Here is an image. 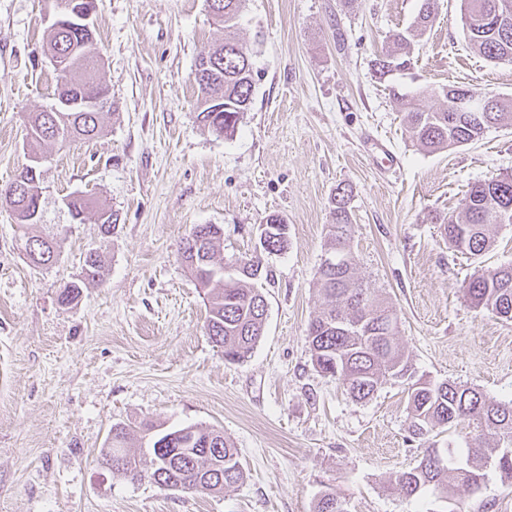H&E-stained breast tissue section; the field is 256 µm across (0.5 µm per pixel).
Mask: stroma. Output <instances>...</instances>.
<instances>
[{
    "label": "stroma",
    "mask_w": 512,
    "mask_h": 512,
    "mask_svg": "<svg viewBox=\"0 0 512 512\" xmlns=\"http://www.w3.org/2000/svg\"><path fill=\"white\" fill-rule=\"evenodd\" d=\"M421 0H247L243 41L263 39L249 112L233 136L196 119L195 62L224 37L206 0H97L94 31L112 107L90 141L49 146L42 221L61 227L60 260L32 266L0 204V512H313L336 493L347 512H454L490 503L512 512V485L487 468L477 493L409 498L389 477L415 466L407 382L353 399L313 365L307 327L321 309L315 274L331 200L349 187V256L360 280L396 308L415 378L512 398V321L473 309L463 288L478 268L512 265V224L482 256L449 248L438 219L459 213L469 185L512 172V127L429 153L392 107L391 87L421 107L432 88L512 95V63L475 53L460 0H441L414 44L411 74L379 80L371 62ZM44 0H0V190L20 172L30 113L55 102L42 51ZM385 138L383 166L367 149ZM96 198L121 216L109 239L72 223L64 199ZM288 224L286 250L263 252L268 216ZM197 224L224 231L225 262L260 256L265 332L242 362L206 334L207 307L178 257ZM104 276L73 303L59 295L89 249ZM220 428L244 478L221 493L163 490L113 477L99 454L113 425Z\"/></svg>",
    "instance_id": "stroma-1"
}]
</instances>
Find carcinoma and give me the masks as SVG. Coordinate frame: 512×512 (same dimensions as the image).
<instances>
[{"label":"carcinoma","mask_w":512,"mask_h":512,"mask_svg":"<svg viewBox=\"0 0 512 512\" xmlns=\"http://www.w3.org/2000/svg\"><path fill=\"white\" fill-rule=\"evenodd\" d=\"M224 13L214 17L224 23L223 81L210 88H200L201 98L208 95L224 98V110L211 114L200 111L197 120L215 134L229 137L235 132L239 115L250 110L254 93L255 52L237 38V20L246 0H223ZM512 12V0H462L463 23L478 14L484 24L468 30L471 48L492 62L512 55V33L503 37L493 27L497 10ZM438 15V0H423L413 23L391 37L385 52L373 60L379 78L403 73L413 65V43L430 28ZM43 46L56 55V99L72 104L70 112H33L26 125L25 138L33 149L56 142L91 140L101 130L100 112L82 111L83 102L95 95L108 98V88L97 78L99 52L93 30L75 23L56 31H47ZM452 85L431 89L444 105L434 111L417 107L415 98L391 88L395 110L401 114L413 140L430 152L470 144L492 126H512V97L494 96V104L483 103L488 96L474 98L472 112L449 110L448 91ZM41 186H30L23 174L0 193V201L13 212L21 230L23 245H33L26 254L36 267H49L61 248L58 234L48 225L33 224L29 214L41 200ZM352 191L339 189L332 200V224L329 225L327 251L337 256L347 252L351 236L349 203ZM66 207L74 224H83L88 214L95 216L101 232L106 225L117 228L119 213L83 196H67ZM512 209V174L498 175L472 184L464 197L462 213L442 220L441 234L456 251L480 256L492 243L490 228L495 226L494 210ZM288 224L272 215L266 220V237L270 248L266 252L288 247ZM224 233L215 224H199L192 228L179 245L183 264L198 281L208 304L206 333L214 346L224 352V358L239 362L250 355L263 333L260 332L266 305L264 296L253 286L262 275L259 257L242 260L249 271L235 278L224 279V261L217 259ZM103 276L101 258L84 261L81 278L72 281L60 293V303L75 301L82 289ZM315 286L323 299L321 312L308 324L307 339L314 366L331 376L356 400L372 396L388 377L412 376V365L398 337L396 310L384 303L374 289L360 281L351 263L336 268L319 267ZM473 308L498 318L512 320V266L492 270L480 269L465 288ZM411 434L427 438L436 429H450L462 421L475 425L477 446L466 448H427L419 463L394 475L391 485L407 496L427 488L452 498L461 488L476 491L484 481V468L492 463L501 478L512 481V399L490 398L476 388L450 382L432 384L416 382L408 389ZM218 440L221 451L207 452L208 439ZM130 430L121 424L112 426L110 446L100 455L108 467L114 455L122 454L128 479L142 478L140 461L128 451ZM191 452L177 462L168 452H158L156 444H148L150 478L160 488L168 480L181 477L189 482L186 488L194 493H216L229 489L243 480L244 474L237 448L224 431L214 426H196L191 442L185 444ZM314 512H347L343 502L332 492L323 493Z\"/></svg>","instance_id":"obj_1"}]
</instances>
